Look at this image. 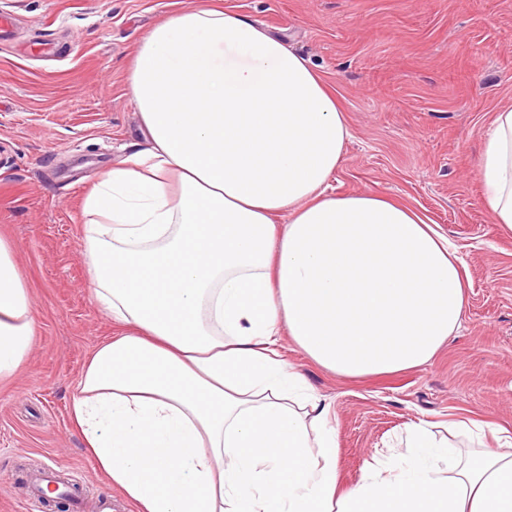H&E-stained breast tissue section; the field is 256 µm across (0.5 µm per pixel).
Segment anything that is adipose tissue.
Wrapping results in <instances>:
<instances>
[{"instance_id":"1","label":"adipose tissue","mask_w":512,"mask_h":512,"mask_svg":"<svg viewBox=\"0 0 512 512\" xmlns=\"http://www.w3.org/2000/svg\"><path fill=\"white\" fill-rule=\"evenodd\" d=\"M128 94L146 149L85 198L84 258L117 328L86 363L71 417L139 512H512V433L464 428L463 459L426 422L403 464L343 488L330 405L281 355L290 338L341 377L427 363L460 327L465 270L410 207L330 182L350 137L314 66L219 8L179 10L141 39ZM478 176L512 231V107ZM0 237V379L34 329Z\"/></svg>"}]
</instances>
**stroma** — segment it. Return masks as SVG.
Here are the masks:
<instances>
[{"mask_svg":"<svg viewBox=\"0 0 512 512\" xmlns=\"http://www.w3.org/2000/svg\"><path fill=\"white\" fill-rule=\"evenodd\" d=\"M286 37L336 94L350 127L336 194L370 191L448 235L469 280L461 327L429 363L348 379L285 344L332 405L343 487L393 463L408 424L476 419L512 430V233L483 205L478 165L512 105V0H0V237L34 303L22 368L0 381V512H26L51 471L85 505L133 503L96 468L70 417L80 372L115 331L82 256V203L112 162L145 148L127 90L144 34L203 2Z\"/></svg>","mask_w":512,"mask_h":512,"instance_id":"stroma-1","label":"stroma"}]
</instances>
